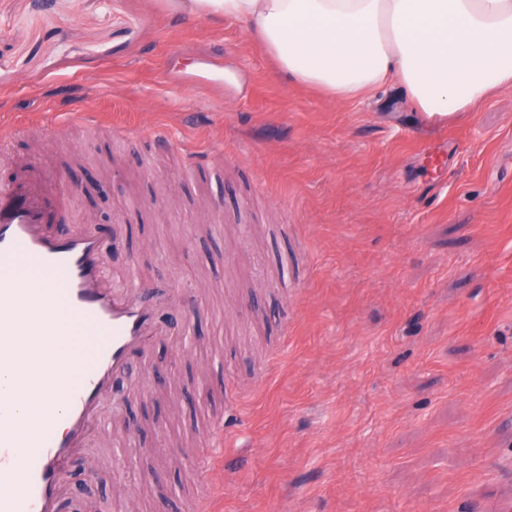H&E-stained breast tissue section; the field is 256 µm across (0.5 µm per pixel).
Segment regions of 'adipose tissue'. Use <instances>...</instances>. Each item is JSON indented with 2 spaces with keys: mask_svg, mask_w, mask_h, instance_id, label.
<instances>
[{
  "mask_svg": "<svg viewBox=\"0 0 512 512\" xmlns=\"http://www.w3.org/2000/svg\"><path fill=\"white\" fill-rule=\"evenodd\" d=\"M244 26L294 81L349 101L400 84L430 120L512 86V0H168Z\"/></svg>",
  "mask_w": 512,
  "mask_h": 512,
  "instance_id": "obj_1",
  "label": "adipose tissue"
}]
</instances>
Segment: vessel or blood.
Instances as JSON below:
<instances>
[{
	"instance_id": "1",
	"label": "vessel or blood",
	"mask_w": 512,
	"mask_h": 512,
	"mask_svg": "<svg viewBox=\"0 0 512 512\" xmlns=\"http://www.w3.org/2000/svg\"><path fill=\"white\" fill-rule=\"evenodd\" d=\"M42 181L0 185V371L11 373L29 399L27 413L40 412L43 426H31L26 417L0 419V512H57L64 494L60 475L81 456L86 441L98 434L100 397L125 373L134 350L163 336L154 307L144 294L147 287L132 281L124 292L112 289L104 272V243L95 234L75 229L50 232L46 225ZM31 264L60 286L32 289L8 274ZM63 318L89 327L97 341L91 350H73L59 373L43 372L50 345L21 335L22 314L39 317L46 333L56 331L52 309ZM65 389L57 403L56 389ZM60 421L63 430L47 429ZM224 443V419L211 424L202 455L215 460Z\"/></svg>"
}]
</instances>
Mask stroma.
<instances>
[{"instance_id": "stroma-1", "label": "stroma", "mask_w": 512, "mask_h": 512, "mask_svg": "<svg viewBox=\"0 0 512 512\" xmlns=\"http://www.w3.org/2000/svg\"><path fill=\"white\" fill-rule=\"evenodd\" d=\"M95 114L97 129L77 120ZM0 182L46 174L150 286L85 512H487L512 497V87L440 136L395 86L336 104L164 0H0ZM123 126L127 136L111 134ZM202 147L194 170L178 148ZM154 368L153 395L135 383ZM224 463L197 479L207 415Z\"/></svg>"}]
</instances>
